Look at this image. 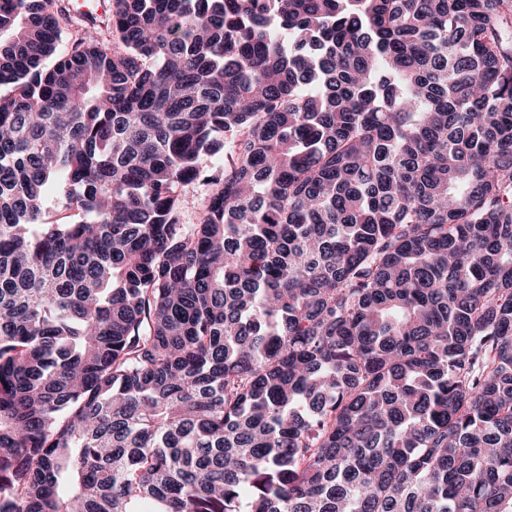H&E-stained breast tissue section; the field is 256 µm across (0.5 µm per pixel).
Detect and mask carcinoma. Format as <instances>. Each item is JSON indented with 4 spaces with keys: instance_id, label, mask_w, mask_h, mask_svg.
<instances>
[{
    "instance_id": "obj_1",
    "label": "carcinoma",
    "mask_w": 512,
    "mask_h": 512,
    "mask_svg": "<svg viewBox=\"0 0 512 512\" xmlns=\"http://www.w3.org/2000/svg\"><path fill=\"white\" fill-rule=\"evenodd\" d=\"M74 19L0 0V512H512V0Z\"/></svg>"
}]
</instances>
